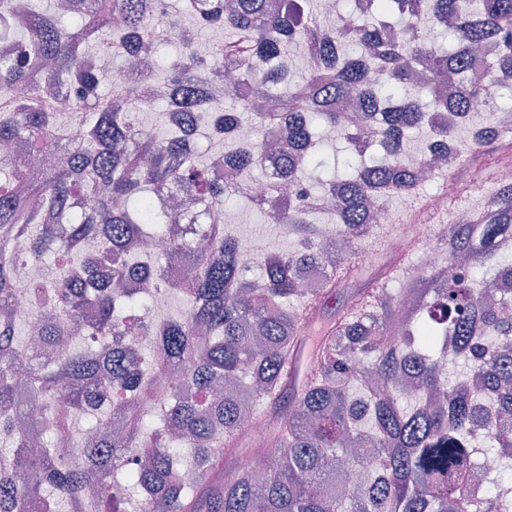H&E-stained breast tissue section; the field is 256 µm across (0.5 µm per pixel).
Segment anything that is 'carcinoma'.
<instances>
[{
  "label": "carcinoma",
  "instance_id": "cac0c4a2",
  "mask_svg": "<svg viewBox=\"0 0 512 512\" xmlns=\"http://www.w3.org/2000/svg\"><path fill=\"white\" fill-rule=\"evenodd\" d=\"M417 2L414 23L446 28L448 48L397 38L408 22L398 27L384 17L399 14V0H375L376 24L338 14L339 30L349 33L338 47L324 36L310 0H284L274 13L264 0H183L197 28L224 29V45L211 55L198 52L196 28L158 17L156 0H67L64 9L54 0L51 15L36 12L32 0H0V39L14 46L0 58V142L62 153L39 172L21 159L0 164V512H128L108 491L120 472L142 492L137 512H512L511 487L483 498L469 491L477 438L490 441L503 468L512 464V318L503 315L512 306V188L503 200L486 198L475 222L440 225L448 262L465 264L469 273L416 268L409 311L402 295L385 288L401 259H355L369 237L371 195L384 204L414 186L416 169L400 165L407 133L429 128L419 154V165H427L474 116L480 83L469 74L512 71V0ZM115 16L120 29L112 28ZM175 32L181 52L170 60L167 79L157 78L155 62L99 93L104 77L84 58L111 47L155 60ZM489 39L500 45L499 55L490 64L475 60L473 48ZM297 53L307 61L304 74L264 70V88L282 84L285 92L272 97V111H252L246 90L256 65ZM369 56L386 82L368 79ZM424 64L440 82L461 75V89L434 94L428 104L408 94L412 70ZM34 70L43 72V83L30 97L7 101V91L30 81ZM227 71L239 77L238 87L224 91L236 100L232 108L215 97ZM301 82L308 95L288 103ZM159 86L167 89L168 110L183 113L163 141L132 119L136 101ZM352 92L369 107L387 106L384 123L364 127L331 108L330 100ZM61 113L84 124L82 141H68ZM314 116L347 143V173L322 181L323 192L338 197L334 212L302 190L303 174L326 166L313 150ZM511 122V108L483 112L471 128L469 162L511 151L504 135ZM244 123L259 138L278 139L281 182L301 188L288 213H268L273 223L288 225L299 248L263 252L258 279L247 276L250 261L224 224V200L232 197L267 213L251 187L264 156L236 140ZM205 131L219 152L201 163L195 141ZM223 162L243 179L224 184ZM181 193L203 206L198 216L210 249L199 252L192 239L174 237L172 251L192 272L171 279L167 265L127 254V244L172 232L163 200ZM88 195L98 199L96 211L72 208ZM115 198L126 199V207L113 209ZM330 221L344 226V252L316 246L319 225ZM77 254L87 271L78 282L66 276ZM315 260L329 271L321 288L307 290L304 271ZM27 261L47 271L34 287L46 303L34 312L41 352L30 365V384L21 386L14 367L22 351L8 306L16 270ZM127 278L146 279L157 294L177 289L192 308L155 324L150 296L113 288ZM327 292L340 295L342 307L317 331ZM88 308L96 313L84 326L88 348L57 349ZM136 331L153 337L152 373L136 346L93 347L102 337ZM445 356L467 366L463 378L448 380L439 367ZM172 369L163 426L151 429L143 404L152 397L154 374ZM404 376L414 379L409 390L396 386ZM62 395L78 414L105 411L98 430L78 443L72 419L56 412ZM32 400L43 416L29 428L51 436L36 456L27 453V430L16 425ZM247 414L263 420L266 445L277 449L262 467L232 465L261 447L245 432ZM352 444L369 451L349 462ZM348 464L363 474L352 488L338 483ZM231 469L235 477L225 478Z\"/></svg>",
  "mask_w": 512,
  "mask_h": 512
}]
</instances>
